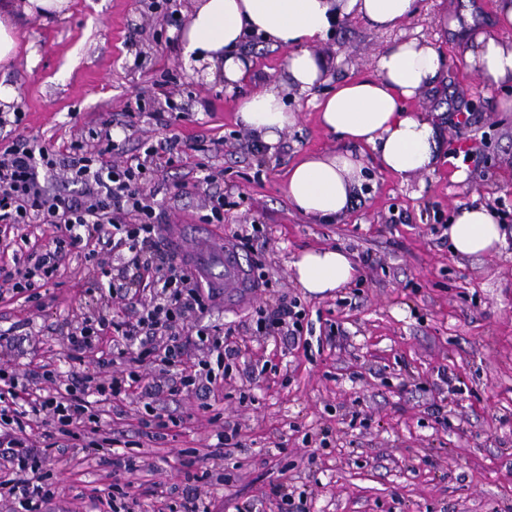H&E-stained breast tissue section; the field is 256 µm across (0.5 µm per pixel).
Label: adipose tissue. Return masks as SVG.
I'll return each instance as SVG.
<instances>
[{
  "mask_svg": "<svg viewBox=\"0 0 512 512\" xmlns=\"http://www.w3.org/2000/svg\"><path fill=\"white\" fill-rule=\"evenodd\" d=\"M417 11V0H192L189 20L180 34L185 63L227 92L247 81L252 62L240 51L251 36L287 49L285 77L244 95L237 118L267 148L296 122L288 109L290 94H308L324 83L329 70L317 45L341 20L357 18L370 28H400ZM461 58L486 89L512 85V38L474 25L470 13L452 19ZM443 56L437 46L401 39L372 56V73L337 85L317 102L319 121L339 142L335 150L305 156L288 173L286 195L300 214L333 222L351 209L363 183L368 158L401 179L434 172L443 157L441 126L434 116L410 111L408 105L440 80ZM506 233L484 204L459 208L448 225L452 252L474 256L495 252ZM297 280L312 294L348 285L356 268L338 250H310L295 261Z\"/></svg>",
  "mask_w": 512,
  "mask_h": 512,
  "instance_id": "obj_1",
  "label": "adipose tissue"
}]
</instances>
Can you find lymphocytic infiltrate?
Segmentation results:
<instances>
[{"label": "lymphocytic infiltrate", "mask_w": 512, "mask_h": 512, "mask_svg": "<svg viewBox=\"0 0 512 512\" xmlns=\"http://www.w3.org/2000/svg\"><path fill=\"white\" fill-rule=\"evenodd\" d=\"M144 164L106 163L82 145L53 152L12 142L0 152V223L14 228L54 225L58 234L42 245L35 260L9 270L0 267V296L40 303L41 290L58 274L72 253L82 254L90 271L83 280L87 292L107 289L110 299L124 302L133 319L120 315L83 317L67 332L68 372L56 374L47 365L29 363L16 371L11 361L0 363V461L9 478H0V498L16 504V512H43L49 489L34 483L50 451L65 454L79 448H111L114 470L133 472L136 461L117 449L102 429L98 404L126 395L141 379L144 363L177 362L170 395L200 382L224 380L235 351L219 327L193 328V313L207 311L219 298L204 278L195 276L186 261L161 249L158 216L147 203ZM81 185L80 195H65L50 178ZM126 252L120 283L109 281L113 251ZM150 284L141 298V284ZM111 335L112 348L101 353L93 368L85 355L101 336ZM199 352L187 363V349ZM125 374H113L116 361Z\"/></svg>", "instance_id": "1"}]
</instances>
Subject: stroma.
I'll return each instance as SVG.
<instances>
[{
    "label": "stroma",
    "instance_id": "stroma-1",
    "mask_svg": "<svg viewBox=\"0 0 512 512\" xmlns=\"http://www.w3.org/2000/svg\"><path fill=\"white\" fill-rule=\"evenodd\" d=\"M73 0L68 17L18 21L20 50L0 65V83L15 96L1 109L24 113L22 124L0 125V150L23 138L56 151L82 144L100 149L93 129L110 121L111 157L132 161L150 144L203 137L204 149L179 161L157 158L147 188L162 223L204 226L211 196L224 195L223 226L210 233L249 236L243 253L270 282L251 304L217 306L197 326H218L237 352L232 378L177 396L138 392L115 402L104 421L149 466L133 477L134 512H163L184 489L181 451L207 450L224 424L238 435L214 458L211 482L199 491L211 512H276L281 494H305L309 512H512V233L498 251L454 255L447 225L455 210L479 197L500 223L512 225V112L495 111L507 90H488L458 59L442 17L473 8L475 24H494V0H418L401 28L376 31L358 19L342 21L317 45L335 61L325 83L292 97L295 125L270 153L257 152L236 118L237 100L223 83L199 82L184 67L179 33L191 0ZM398 38L440 47L445 71L436 91L410 105L436 112L445 151L462 154L456 167L401 180L368 158L363 196L333 224H315L288 203L289 168L302 156L335 149L312 104L346 78L367 75L372 54ZM253 68L247 90L259 91L284 74L287 51L250 40ZM143 117L127 126V107ZM216 174L213 184L204 176ZM347 253L352 282L313 295L293 267L306 251ZM70 255L66 272L49 284L43 308L0 303V330L17 347L36 345L52 367L68 371L60 326L72 314L95 315L105 301L85 292ZM297 300L309 331L256 332V308L274 310L281 297ZM181 417L168 437L140 443L147 407ZM93 449L44 464L58 493L48 512H111L112 470Z\"/></svg>",
    "mask_w": 512,
    "mask_h": 512
}]
</instances>
